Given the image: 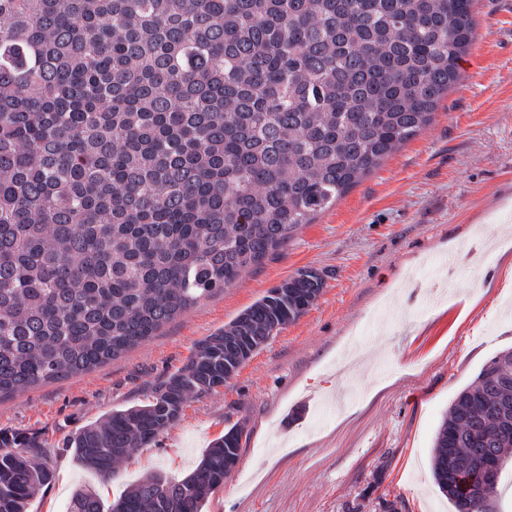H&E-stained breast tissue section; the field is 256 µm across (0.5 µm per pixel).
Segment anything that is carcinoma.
<instances>
[{"instance_id": "cac0c4a2", "label": "carcinoma", "mask_w": 512, "mask_h": 512, "mask_svg": "<svg viewBox=\"0 0 512 512\" xmlns=\"http://www.w3.org/2000/svg\"><path fill=\"white\" fill-rule=\"evenodd\" d=\"M473 0H0V396L91 371L243 272L433 120L475 39ZM324 285L304 268L200 341L147 402L75 431L105 480L224 386ZM232 427L197 467L150 474L106 506L202 512L242 450ZM465 450L461 482L448 455ZM512 453V349L448 407L432 477L455 512ZM54 472L0 432V512Z\"/></svg>"}]
</instances>
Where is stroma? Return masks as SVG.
<instances>
[{
    "label": "stroma",
    "mask_w": 512,
    "mask_h": 512,
    "mask_svg": "<svg viewBox=\"0 0 512 512\" xmlns=\"http://www.w3.org/2000/svg\"><path fill=\"white\" fill-rule=\"evenodd\" d=\"M488 33L432 123L361 179L282 254L95 370L0 399V430L34 437L54 470L29 512L75 489L111 502L144 476L180 479L230 427L240 459L204 512H453L431 477L454 397L512 348V0H474ZM303 268L317 300L224 388L102 481L70 434L145 402L196 344Z\"/></svg>",
    "instance_id": "35a3bbf8"
}]
</instances>
